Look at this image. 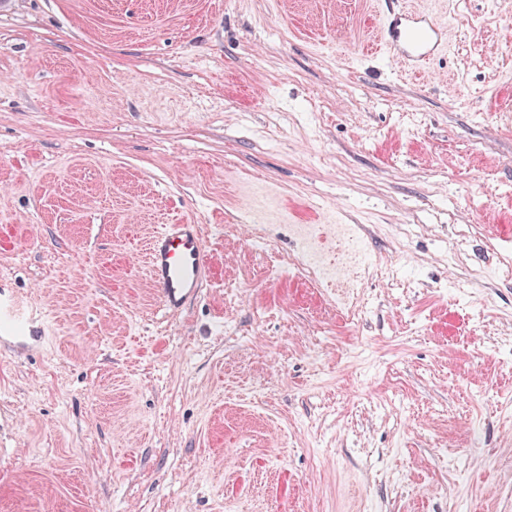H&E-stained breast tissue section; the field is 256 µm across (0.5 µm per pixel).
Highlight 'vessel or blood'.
<instances>
[{
  "label": "vessel or blood",
  "mask_w": 512,
  "mask_h": 512,
  "mask_svg": "<svg viewBox=\"0 0 512 512\" xmlns=\"http://www.w3.org/2000/svg\"><path fill=\"white\" fill-rule=\"evenodd\" d=\"M380 41L392 59L417 68L445 50L448 32L424 11L392 8L382 16ZM148 267L166 312H177L198 297L212 271L197 225H163L150 239ZM31 325L18 302L0 294V340L27 343Z\"/></svg>",
  "instance_id": "b4317fda"
}]
</instances>
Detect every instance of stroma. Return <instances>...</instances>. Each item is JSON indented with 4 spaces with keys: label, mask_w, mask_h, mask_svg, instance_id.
<instances>
[{
    "label": "stroma",
    "mask_w": 512,
    "mask_h": 512,
    "mask_svg": "<svg viewBox=\"0 0 512 512\" xmlns=\"http://www.w3.org/2000/svg\"><path fill=\"white\" fill-rule=\"evenodd\" d=\"M402 3L0 0V512H512V0ZM380 41L393 60L419 68L446 49L448 32L424 11L388 8L381 19ZM147 256L151 284L167 313L197 298L212 274L197 224H164L151 237ZM30 327H33L31 318L15 298L0 293L1 343H27L31 336H27L26 331Z\"/></svg>",
    "instance_id": "1"
}]
</instances>
